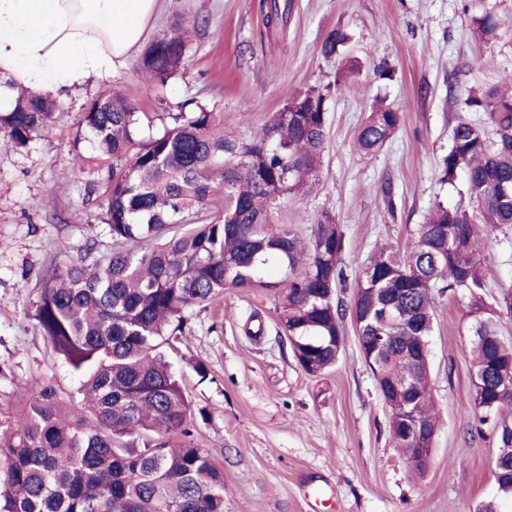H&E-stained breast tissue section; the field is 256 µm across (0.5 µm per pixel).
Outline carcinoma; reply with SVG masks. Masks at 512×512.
<instances>
[{
	"label": "carcinoma",
	"mask_w": 512,
	"mask_h": 512,
	"mask_svg": "<svg viewBox=\"0 0 512 512\" xmlns=\"http://www.w3.org/2000/svg\"><path fill=\"white\" fill-rule=\"evenodd\" d=\"M292 0H260L265 27L287 25ZM348 40L330 31L320 46L325 58ZM188 42L180 23L153 38L140 55L141 74L165 84L182 72ZM0 90L9 109L0 112V143L26 147L59 115L50 94L32 95L5 78ZM330 92L318 87L288 95L284 108L247 137L224 132V116L188 101L169 113L163 130L141 136L146 113L112 91L93 99L73 141L78 171L107 164L103 221L112 249L91 264L56 267L42 280L32 318L53 350L85 376L81 399L65 408L50 384L19 391L20 408L0 432V512H224V470L195 442V414L179 377L160 351L184 334L186 312L226 288L272 291L294 357L311 376L333 367L344 341L346 318L356 320L358 346L372 354L370 367L393 387L382 395L390 409L389 433L408 451L418 443L401 434L410 416L435 430L428 357L402 337L429 339L437 299H468L473 318L471 413L493 424L498 498L477 512H501L512 501V341L497 329L505 308L501 291L485 298L483 257L497 244L495 229L512 225V95L470 94L464 105L483 111L497 139L460 121L435 177L466 176L476 206L438 203L418 225L405 253L382 245L354 276L346 305L344 233L322 213L303 234L274 223L282 200L309 191L318 180L328 135ZM401 113L375 105L356 136L369 155L397 132ZM280 278L264 280L268 266ZM411 396L409 414L399 398Z\"/></svg>",
	"instance_id": "1"
}]
</instances>
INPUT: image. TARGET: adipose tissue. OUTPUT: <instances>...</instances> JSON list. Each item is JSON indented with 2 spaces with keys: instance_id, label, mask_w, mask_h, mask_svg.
Masks as SVG:
<instances>
[{
  "instance_id": "1",
  "label": "adipose tissue",
  "mask_w": 512,
  "mask_h": 512,
  "mask_svg": "<svg viewBox=\"0 0 512 512\" xmlns=\"http://www.w3.org/2000/svg\"><path fill=\"white\" fill-rule=\"evenodd\" d=\"M157 0H0V74L38 93L105 79L137 49Z\"/></svg>"
}]
</instances>
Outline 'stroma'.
I'll use <instances>...</instances> for the list:
<instances>
[{
  "instance_id": "stroma-1",
  "label": "stroma",
  "mask_w": 512,
  "mask_h": 512,
  "mask_svg": "<svg viewBox=\"0 0 512 512\" xmlns=\"http://www.w3.org/2000/svg\"><path fill=\"white\" fill-rule=\"evenodd\" d=\"M285 36L269 32L259 0H158L148 36L175 23L187 28L184 73L166 85L147 83L129 59L105 80L57 94L62 118L25 148L0 146V419L18 407V391L51 384L60 397L78 378L31 317L37 288L52 266L95 261L112 247L102 221L103 182L75 171L72 140L85 106L116 89L162 129L166 113L193 99L216 106L225 130L245 136L283 109L289 93L333 83L345 59L356 60L350 91H332L319 180L302 197L285 198L279 219L309 231L322 212L345 235L347 276L376 247L409 250L435 204L471 207L464 176L439 183L434 171L457 122L496 132L468 110L469 92L512 93V0H294ZM491 16L492 32L477 29ZM345 31L342 55L323 57L329 31ZM390 70L382 78L380 69ZM398 109L396 134L376 153L355 147L376 99ZM391 185L394 212L382 196ZM485 261V293L512 286V226L497 229ZM66 241L67 254L56 253ZM258 313L265 333L243 325ZM471 319L467 299L438 302L429 338L437 432L425 471L413 469L392 441L390 413L365 363L352 322L336 365L306 374L278 326L272 292L225 289L188 312L187 335L164 352L194 408L197 443L224 470V512H475L497 496L491 424L470 413ZM204 363L208 376L195 371Z\"/></svg>"
}]
</instances>
